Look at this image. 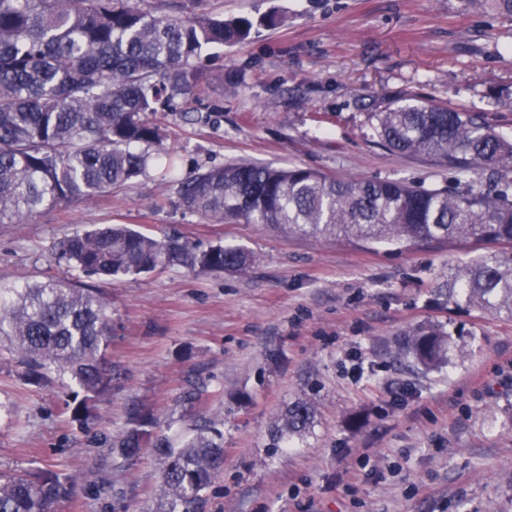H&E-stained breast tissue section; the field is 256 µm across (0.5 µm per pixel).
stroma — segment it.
I'll list each match as a JSON object with an SVG mask.
<instances>
[{
	"label": "stroma",
	"mask_w": 512,
	"mask_h": 512,
	"mask_svg": "<svg viewBox=\"0 0 512 512\" xmlns=\"http://www.w3.org/2000/svg\"><path fill=\"white\" fill-rule=\"evenodd\" d=\"M184 14L248 17L244 41L214 48L197 103L168 113L177 172L230 161L303 166L341 178L447 187V169L378 144L368 113L434 100L480 113L512 137V14L492 0H180ZM278 13L283 23L262 18ZM126 224L197 249L242 246L246 272L167 264L91 280L109 301L118 370L90 434L64 414L68 377L23 384L0 352V471L50 469L77 493L56 512H165L164 460L107 445L133 411L172 446L195 424L224 433V467L200 512H512V320L442 305L449 272L485 248L413 250L217 224L188 210L156 167L90 202L0 224V286L74 277L54 244ZM455 335L447 364L398 354L404 334ZM317 409L295 447L274 448L276 416Z\"/></svg>",
	"instance_id": "35a3bbf8"
}]
</instances>
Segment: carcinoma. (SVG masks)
<instances>
[{"label":"carcinoma","mask_w":512,"mask_h":512,"mask_svg":"<svg viewBox=\"0 0 512 512\" xmlns=\"http://www.w3.org/2000/svg\"><path fill=\"white\" fill-rule=\"evenodd\" d=\"M252 23L206 12L162 14L146 0H0V224L28 221L47 208L88 201L143 175L153 157L176 169L164 143L165 113L196 98L204 51L247 39ZM392 153L431 158L452 184L427 189L391 180L343 181L294 166L234 162L199 168L179 180L182 203L220 223L268 224L291 233L387 243L512 245V139L473 112L437 103L397 102L367 114ZM54 260L85 277L118 279L178 260L190 269L246 270L254 255L215 245L198 251L123 224L74 233L54 245ZM443 304L512 320V250L490 251L448 275ZM451 333L410 330L403 354L435 368L448 362ZM0 341L32 386L67 374L79 392L66 404L88 426L112 390L106 359L109 320L103 297L85 285L49 279L0 288ZM312 402L286 408L272 447L312 427ZM150 414L132 416L112 438L127 459L151 439ZM160 494L167 512H195L224 463V434L195 426L178 448L162 438ZM76 490L50 471L0 473V512H55Z\"/></svg>","instance_id":"cac0c4a2"}]
</instances>
